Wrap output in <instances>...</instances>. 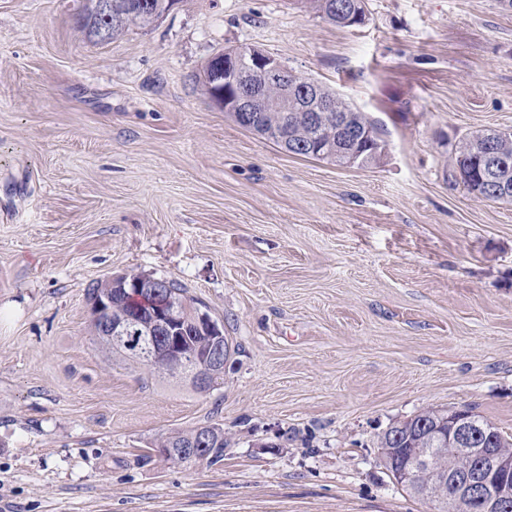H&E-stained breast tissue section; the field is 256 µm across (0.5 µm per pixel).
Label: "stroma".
<instances>
[{"label": "stroma", "instance_id": "1", "mask_svg": "<svg viewBox=\"0 0 512 512\" xmlns=\"http://www.w3.org/2000/svg\"><path fill=\"white\" fill-rule=\"evenodd\" d=\"M180 0L106 43L79 0H0V512H430L377 446L429 408L512 437V204L455 170L512 129V7ZM255 48L385 129L379 164L289 154L201 85ZM177 280L235 351L199 393L103 350L88 291ZM219 424L217 464L157 441ZM317 11L332 24L352 27L365 22L364 0H312ZM492 129H482L467 133L456 145L455 162L464 167L476 168L482 164L479 153L474 152L475 145L482 141L485 135H488Z\"/></svg>", "mask_w": 512, "mask_h": 512}]
</instances>
